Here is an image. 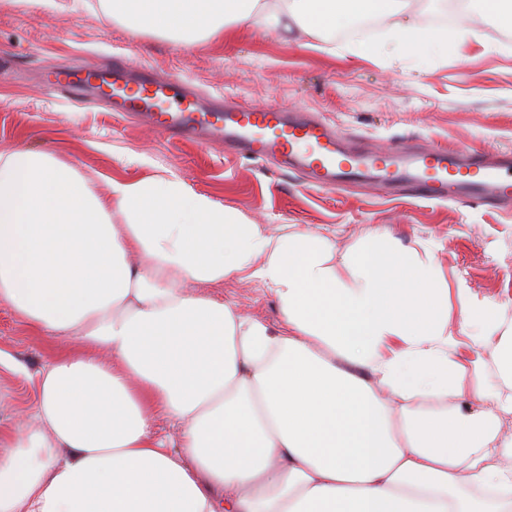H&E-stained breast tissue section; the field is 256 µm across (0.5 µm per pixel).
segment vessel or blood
Returning <instances> with one entry per match:
<instances>
[{
	"label": "vessel or blood",
	"mask_w": 512,
	"mask_h": 512,
	"mask_svg": "<svg viewBox=\"0 0 512 512\" xmlns=\"http://www.w3.org/2000/svg\"><path fill=\"white\" fill-rule=\"evenodd\" d=\"M111 100L118 111L134 112L164 134L204 145L212 139L247 158L282 159L307 172L316 187L346 183L394 186L417 198L438 202L512 203V157L500 159L469 147L438 143L382 151L351 142L341 130L317 117H292L273 108L208 107L185 93L178 76L145 75L133 80L124 62L112 68ZM92 74L78 69L49 76L45 86L59 92L88 87Z\"/></svg>",
	"instance_id": "obj_1"
}]
</instances>
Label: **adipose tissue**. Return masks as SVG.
<instances>
[{
    "label": "adipose tissue",
    "mask_w": 512,
    "mask_h": 512,
    "mask_svg": "<svg viewBox=\"0 0 512 512\" xmlns=\"http://www.w3.org/2000/svg\"><path fill=\"white\" fill-rule=\"evenodd\" d=\"M99 6L187 44L384 16L402 56L466 44L472 16L512 29V0H467L427 32L417 0ZM384 235L341 274L327 238L270 234L177 176L103 198L48 154H0V303L77 346L34 377L36 427L0 445V512H512V396L467 381L440 270ZM242 278L277 297L280 327L191 292ZM448 398L478 407L423 412Z\"/></svg>",
    "instance_id": "ef3b65f1"
}]
</instances>
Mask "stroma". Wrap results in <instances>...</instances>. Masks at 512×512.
Instances as JSON below:
<instances>
[{
    "label": "stroma",
    "mask_w": 512,
    "mask_h": 512,
    "mask_svg": "<svg viewBox=\"0 0 512 512\" xmlns=\"http://www.w3.org/2000/svg\"><path fill=\"white\" fill-rule=\"evenodd\" d=\"M391 24L382 18L367 33L312 41L278 25L232 29L185 45L108 18L98 0L73 9L57 8L56 0L38 7L0 0V153L52 154L89 178L99 194L113 179L175 174L269 233L329 237L336 267L366 248L373 226L388 230L386 248L426 246L449 283L497 305V327L457 356L479 360L485 377L512 395V381L498 376L500 338L512 326V209L437 203L360 185L321 190L300 171L218 144L168 137L112 111L94 89L51 94L40 83L49 69L79 65L94 73L123 54L133 68L179 75L204 99L306 110L377 147L433 141L490 156L512 153V30L476 17L472 40L460 51L401 58L390 54ZM359 42L374 47L373 58L344 53V46ZM195 292L232 302L270 325L281 321L276 298L258 281L227 280ZM68 349L0 304V358L21 366L0 369L1 437L15 432L20 413L30 412L32 375Z\"/></svg>",
    "instance_id": "stroma-1"
}]
</instances>
